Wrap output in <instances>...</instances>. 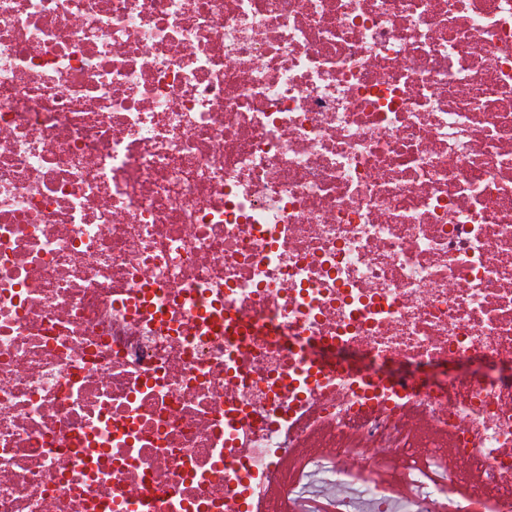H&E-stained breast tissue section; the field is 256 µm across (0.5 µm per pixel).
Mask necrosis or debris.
<instances>
[{
	"label": "necrosis or debris",
	"instance_id": "necrosis-or-debris-1",
	"mask_svg": "<svg viewBox=\"0 0 512 512\" xmlns=\"http://www.w3.org/2000/svg\"><path fill=\"white\" fill-rule=\"evenodd\" d=\"M502 367L512 0H0V512H512Z\"/></svg>",
	"mask_w": 512,
	"mask_h": 512
}]
</instances>
